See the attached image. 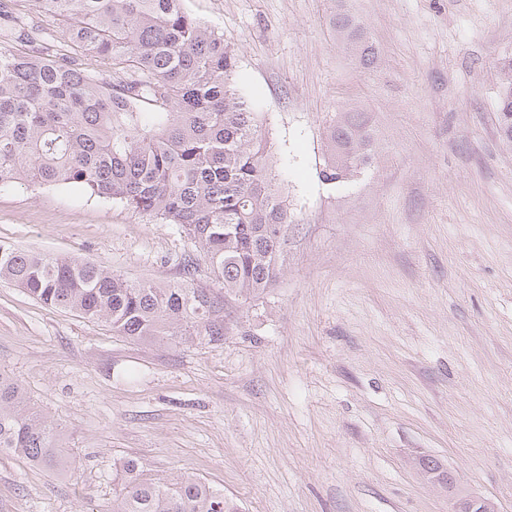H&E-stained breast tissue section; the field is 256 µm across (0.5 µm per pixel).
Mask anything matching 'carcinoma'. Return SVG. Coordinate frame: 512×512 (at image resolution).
I'll list each match as a JSON object with an SVG mask.
<instances>
[{
  "instance_id": "1",
  "label": "carcinoma",
  "mask_w": 512,
  "mask_h": 512,
  "mask_svg": "<svg viewBox=\"0 0 512 512\" xmlns=\"http://www.w3.org/2000/svg\"><path fill=\"white\" fill-rule=\"evenodd\" d=\"M41 8L63 43L34 52L26 47L35 30L0 6V190L75 185L90 198L177 224L208 261L216 287L195 283L193 254L183 258L181 282L159 286L4 245L0 279L132 340H223L226 301L258 298L281 274L291 219L275 188L263 121L233 85L236 54L182 0H41ZM336 31L365 67L375 64L363 30L338 17ZM89 58L112 74L90 70ZM495 69L499 132L511 144L512 54ZM326 138L324 184L350 182L373 163L366 113H339ZM57 437L22 386L0 373V453L58 470ZM114 466L112 512H240L201 478H152L133 457Z\"/></svg>"
}]
</instances>
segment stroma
Here are the masks:
<instances>
[{"label": "stroma", "instance_id": "stroma-1", "mask_svg": "<svg viewBox=\"0 0 512 512\" xmlns=\"http://www.w3.org/2000/svg\"><path fill=\"white\" fill-rule=\"evenodd\" d=\"M237 53L294 221L283 272L226 306L221 342H135L0 280V372L58 428L61 470L0 454V512H112L113 464L196 476L240 512H449L445 483L512 512V144L494 63L512 0H183ZM364 27L373 68L336 40ZM375 160L319 172L336 113ZM0 244L132 282L193 247L74 187L0 191Z\"/></svg>", "mask_w": 512, "mask_h": 512}]
</instances>
